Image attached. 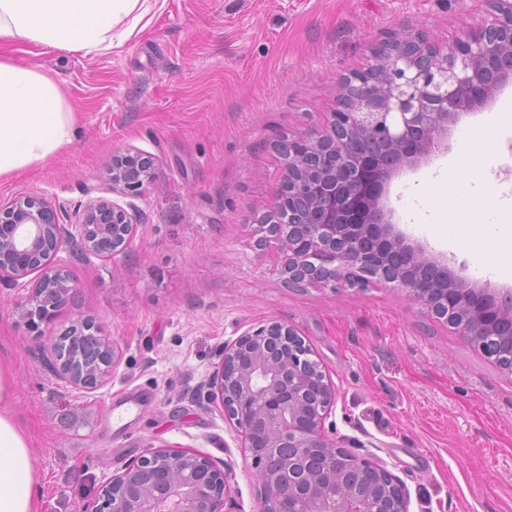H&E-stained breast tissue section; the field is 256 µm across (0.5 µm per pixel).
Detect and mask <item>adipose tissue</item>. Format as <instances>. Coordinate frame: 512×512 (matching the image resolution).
Segmentation results:
<instances>
[{
    "label": "adipose tissue",
    "instance_id": "ef3b65f1",
    "mask_svg": "<svg viewBox=\"0 0 512 512\" xmlns=\"http://www.w3.org/2000/svg\"><path fill=\"white\" fill-rule=\"evenodd\" d=\"M150 0H0V46L27 43L77 51L94 57L122 46L134 20L148 10ZM76 119L59 84L32 63L0 58V179L27 171L71 145ZM467 151L449 156L410 187L403 213L408 224L422 225L449 249L467 245L463 227L445 212L424 203V188L437 185L456 193L457 175L468 162ZM494 153H486L481 174L461 189L484 207L473 221L479 237L499 243L512 235L505 217L512 215V185L499 186L489 196ZM12 363L0 355V512H40L39 476L33 459V439L18 416L11 389Z\"/></svg>",
    "mask_w": 512,
    "mask_h": 512
}]
</instances>
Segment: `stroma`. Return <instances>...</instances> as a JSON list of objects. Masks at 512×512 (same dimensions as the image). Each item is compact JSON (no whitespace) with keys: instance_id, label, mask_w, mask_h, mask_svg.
Listing matches in <instances>:
<instances>
[{"instance_id":"obj_1","label":"stroma","mask_w":512,"mask_h":512,"mask_svg":"<svg viewBox=\"0 0 512 512\" xmlns=\"http://www.w3.org/2000/svg\"><path fill=\"white\" fill-rule=\"evenodd\" d=\"M488 17L486 0H158L123 47L96 57L15 45L60 85L77 118L74 142L0 179V201L39 195L59 223L111 197L109 167L130 148L151 158L144 196H124L137 229L109 258L54 265L74 293L50 323L28 327L31 288L0 283V347L13 361L15 407L34 437L41 512H94L101 487L149 450H187L232 474L224 512H258L251 458L207 383L225 343L278 319L295 327L336 387L325 427L404 487L409 512H512V371L377 282L364 289L292 287L276 241L257 246L283 170L274 149L324 123L337 85L373 61L393 32L451 46ZM460 149L392 177L385 206L400 214L408 182ZM407 240L460 278L512 290L413 224ZM92 316L119 352L112 378L85 392L49 368L57 336ZM134 411L115 421L113 408Z\"/></svg>"}]
</instances>
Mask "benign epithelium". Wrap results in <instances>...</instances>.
Here are the masks:
<instances>
[{
  "label": "benign epithelium",
  "mask_w": 512,
  "mask_h": 512,
  "mask_svg": "<svg viewBox=\"0 0 512 512\" xmlns=\"http://www.w3.org/2000/svg\"><path fill=\"white\" fill-rule=\"evenodd\" d=\"M490 21L445 51L418 34L396 37L373 63L342 81L339 105L325 123L278 144L283 181L270 206L277 220L260 228L279 242L286 282L359 288L394 283L433 318L486 357L512 370V291L496 292L457 277L448 264L407 243L385 210L387 184L406 166L440 150L448 124L484 105L512 79V0H488ZM152 161L127 149L112 155V191L144 195ZM134 215L104 197L88 201L71 227L51 201L21 196L0 202V282L35 274L29 319L50 320L59 302L43 288L74 293L52 265L62 239L76 253L102 258L128 249ZM431 269L438 285L422 282ZM97 333L80 366L58 359L52 372L76 389L97 390L116 365ZM297 330L270 320L224 345L210 386L241 436L260 490V512H408L405 489L384 468L350 452L326 431L336 388ZM119 491L112 512H223L230 476L208 458L158 449L112 477L101 496Z\"/></svg>",
  "instance_id": "obj_1"
}]
</instances>
